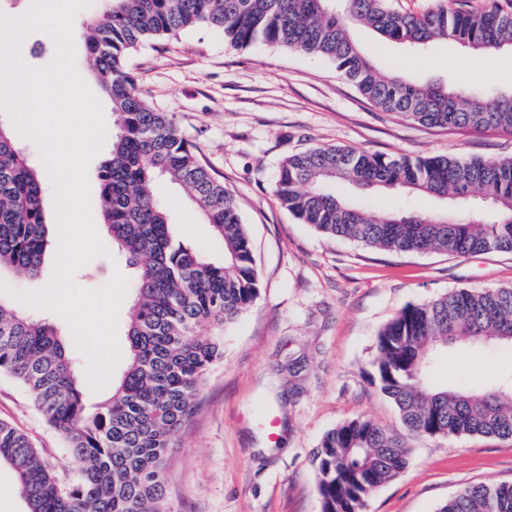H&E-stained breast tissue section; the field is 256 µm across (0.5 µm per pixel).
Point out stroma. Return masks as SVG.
<instances>
[{"label": "stroma", "mask_w": 512, "mask_h": 512, "mask_svg": "<svg viewBox=\"0 0 512 512\" xmlns=\"http://www.w3.org/2000/svg\"><path fill=\"white\" fill-rule=\"evenodd\" d=\"M386 74L406 73L485 88L512 87V52L487 59L435 42L415 53L356 31ZM138 88L156 109L174 114L202 161L233 194L260 276L256 304L220 330L224 356L209 369L191 418L176 432L166 471L170 512H321L312 454L322 436L364 416L400 426L393 404L368 375L379 331L403 307L459 288L512 286V253H394L316 232L283 209L272 193L280 160L319 145L392 156L452 155L493 161L512 157V135L424 127L371 106L324 60L258 43L225 44L206 28L147 42L128 58ZM183 239L219 260L224 245L166 182L156 187ZM371 214L429 212L425 194L358 191ZM54 253L33 279L0 271V301L54 322L77 369L87 367L68 322L23 301L52 281ZM133 278L124 255L98 257L75 275L98 289L114 272ZM438 378L476 387L512 376V347L451 349ZM0 420L28 435L64 480L74 464L63 436L24 390L0 375ZM409 462L368 500L366 512H436L460 488L512 482V441L481 436L408 437Z\"/></svg>", "instance_id": "35a3bbf8"}]
</instances>
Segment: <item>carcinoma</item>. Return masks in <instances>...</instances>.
I'll return each mask as SVG.
<instances>
[{"label":"carcinoma","mask_w":512,"mask_h":512,"mask_svg":"<svg viewBox=\"0 0 512 512\" xmlns=\"http://www.w3.org/2000/svg\"><path fill=\"white\" fill-rule=\"evenodd\" d=\"M197 27L237 49L257 42L331 62L373 107L431 128L512 134V91L386 76L352 34L362 27L414 50L439 40L482 55L512 51V0L480 9L439 4L400 13L390 0H102L87 23V61L111 105L110 156L99 171V210L112 246L138 266L126 368L91 412L76 366L47 319L0 302V374L17 381L62 433L75 474L65 483L29 438L0 421V462L16 475L28 512H168L166 456L192 414L228 324L260 294L250 239L232 194L205 167L176 119L143 98L127 58L143 42ZM159 177L184 188L223 260L187 245L153 192ZM404 189L465 209H402L371 216L341 188ZM273 194L303 224L395 252H512V158L387 156L319 146L284 158ZM51 245L41 181L0 126V269L40 273ZM512 346V286L460 288L408 304L378 333L371 383L396 406L403 431L364 417L329 430L313 457L322 512H365L370 496L406 468L404 435L512 440V380L480 388L440 382L434 360L450 347ZM438 512H512V483L471 485Z\"/></svg>","instance_id":"carcinoma-1"}]
</instances>
